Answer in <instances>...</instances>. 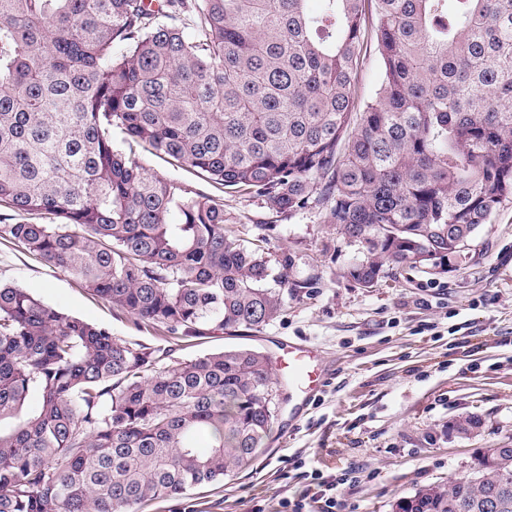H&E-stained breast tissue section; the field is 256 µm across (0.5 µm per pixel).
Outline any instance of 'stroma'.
Instances as JSON below:
<instances>
[{"label": "stroma", "instance_id": "stroma-1", "mask_svg": "<svg viewBox=\"0 0 512 512\" xmlns=\"http://www.w3.org/2000/svg\"><path fill=\"white\" fill-rule=\"evenodd\" d=\"M153 174L220 199L244 239L266 238L272 261L291 255L296 278L316 277L310 294L289 299L260 331L172 342L137 328L67 273L0 241V279L14 281L67 314L107 326L113 335L193 357L228 346L276 353L302 339L317 347L333 376L302 417L284 400L262 454L220 492L197 488L200 512H272L294 498L307 473H350L337 488L341 512H393L396 501L469 475L480 448H512V199L482 226L465 262L446 270L384 266L363 288L347 276L365 250L346 244L325 209L272 210L265 198L228 193L179 163L140 152ZM475 414L478 436L458 434ZM304 468H294L293 457Z\"/></svg>", "mask_w": 512, "mask_h": 512}]
</instances>
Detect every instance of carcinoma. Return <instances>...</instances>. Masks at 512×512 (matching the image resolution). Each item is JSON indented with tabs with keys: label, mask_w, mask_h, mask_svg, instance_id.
Returning <instances> with one entry per match:
<instances>
[{
	"label": "carcinoma",
	"mask_w": 512,
	"mask_h": 512,
	"mask_svg": "<svg viewBox=\"0 0 512 512\" xmlns=\"http://www.w3.org/2000/svg\"><path fill=\"white\" fill-rule=\"evenodd\" d=\"M307 2L0 0V206L52 216L0 240L185 337L257 331L312 279L136 146L278 212L325 207L366 249L347 272L365 288L418 266L414 243L472 241L512 197V0H372L381 82L363 105L365 0ZM274 365L175 358L0 283V512H197L187 491L261 452ZM403 512H512V448Z\"/></svg>",
	"instance_id": "cac0c4a2"
}]
</instances>
